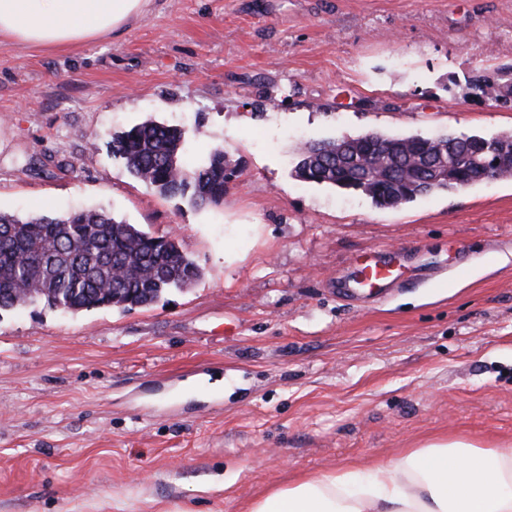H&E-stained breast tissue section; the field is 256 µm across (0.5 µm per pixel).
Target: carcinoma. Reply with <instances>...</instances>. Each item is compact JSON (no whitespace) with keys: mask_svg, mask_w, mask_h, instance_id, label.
<instances>
[{"mask_svg":"<svg viewBox=\"0 0 512 512\" xmlns=\"http://www.w3.org/2000/svg\"><path fill=\"white\" fill-rule=\"evenodd\" d=\"M469 93L512 103V66L493 82L465 80ZM184 130L147 120L112 137V154L128 172L158 194L194 207L224 200L225 172L237 165L216 148L200 161L186 158ZM497 151L498 176L512 175V134L358 135L306 144L295 173L303 181L360 191L381 208H398L435 191L482 181ZM201 277L199 266L172 235L153 236L107 210L57 216L0 213V311L35 304L80 312L112 307H149Z\"/></svg>","mask_w":512,"mask_h":512,"instance_id":"1","label":"carcinoma"}]
</instances>
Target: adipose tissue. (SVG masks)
Instances as JSON below:
<instances>
[{"instance_id":"obj_1","label":"adipose tissue","mask_w":512,"mask_h":512,"mask_svg":"<svg viewBox=\"0 0 512 512\" xmlns=\"http://www.w3.org/2000/svg\"><path fill=\"white\" fill-rule=\"evenodd\" d=\"M151 0H0V40L62 49L144 16ZM248 512H512V449L433 440L396 460L313 473Z\"/></svg>"}]
</instances>
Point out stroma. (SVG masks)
Wrapping results in <instances>:
<instances>
[{
	"mask_svg": "<svg viewBox=\"0 0 512 512\" xmlns=\"http://www.w3.org/2000/svg\"><path fill=\"white\" fill-rule=\"evenodd\" d=\"M511 64L512 0H153L66 51L0 43V212L104 208L202 271L0 313V512H244L435 438L512 446V177L384 209L295 174L302 141L512 133L462 84ZM149 119L241 165L221 204L112 156ZM368 255L396 283L351 299Z\"/></svg>",
	"mask_w": 512,
	"mask_h": 512,
	"instance_id": "obj_1",
	"label": "stroma"
}]
</instances>
